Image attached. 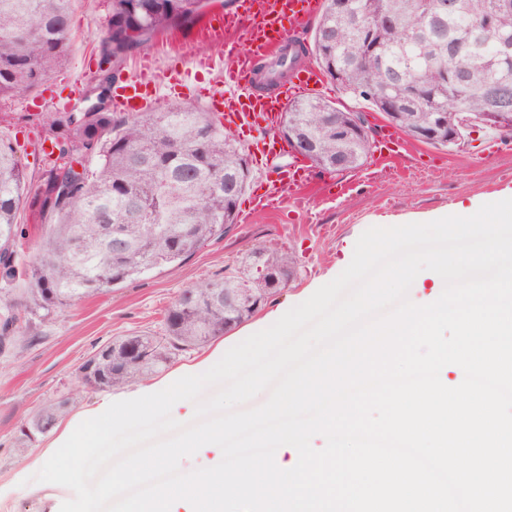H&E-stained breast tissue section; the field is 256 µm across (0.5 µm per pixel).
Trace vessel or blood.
<instances>
[{
    "instance_id": "vessel-or-blood-1",
    "label": "vessel or blood",
    "mask_w": 512,
    "mask_h": 512,
    "mask_svg": "<svg viewBox=\"0 0 512 512\" xmlns=\"http://www.w3.org/2000/svg\"><path fill=\"white\" fill-rule=\"evenodd\" d=\"M318 6L319 0H244L240 10L225 14L223 31H205L208 41L224 46V75L210 85L207 95L221 103L225 127L237 129L259 119L267 126H275L291 100L319 91L320 77L311 69L298 74L295 81L275 95L258 96L251 90V78L259 61L295 32L306 17L316 14ZM214 68L212 57H189L184 68L168 69L164 89L176 92L186 86L190 71L210 72ZM157 98L156 90L142 77L131 75L115 87L113 106L119 112H139ZM304 177V165L299 162L277 181L262 180L252 196L253 209L277 208L284 201L285 190L301 184Z\"/></svg>"
}]
</instances>
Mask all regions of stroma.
I'll use <instances>...</instances> for the list:
<instances>
[{"label":"stroma","mask_w":512,"mask_h":512,"mask_svg":"<svg viewBox=\"0 0 512 512\" xmlns=\"http://www.w3.org/2000/svg\"><path fill=\"white\" fill-rule=\"evenodd\" d=\"M237 7L238 0L216 2L199 22L153 38L119 62L120 75L134 72L140 59L150 54L156 67L148 79L157 86L163 69L184 66L190 53L218 55V48L200 42L197 33ZM111 15V0H74L66 62L49 78L48 88L0 100V138L10 141L19 132L45 138L42 113L84 108ZM321 96L340 109L363 113L372 150L359 168L338 173L309 168V182L299 194L289 195L281 209L236 222L223 238L180 265L151 271L108 293L80 297L49 312L29 308L23 282L0 280V319H13L9 340L0 342V512H60L72 491L33 481L32 476L63 444L70 427L112 402L177 380L184 371L252 335L269 312L302 303L349 265L355 244L367 229L418 223L431 214H451L461 207L477 208L512 197V134L485 127L471 131L461 145L434 146L393 131L381 113L366 109L332 79H324ZM492 138L498 145L490 153L486 144ZM238 141L248 163L247 190H254L262 175L277 176L294 161L287 143L268 152L255 148L250 135H239ZM269 243L290 254L297 274L250 320L179 356L166 371L144 381L109 392L88 390L79 383L78 366L100 346L135 331L159 333L167 307L180 292L234 268L244 252ZM61 399L70 400V411L53 432L23 441L21 430L27 421Z\"/></svg>","instance_id":"obj_1"}]
</instances>
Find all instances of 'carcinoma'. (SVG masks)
<instances>
[{
  "instance_id": "cac0c4a2",
  "label": "carcinoma",
  "mask_w": 512,
  "mask_h": 512,
  "mask_svg": "<svg viewBox=\"0 0 512 512\" xmlns=\"http://www.w3.org/2000/svg\"><path fill=\"white\" fill-rule=\"evenodd\" d=\"M71 0H0V99L42 84L68 54ZM112 18L103 40L104 54L120 60L147 44L159 31L197 19L210 0H111ZM337 0H324L314 31L312 53L322 70L346 93L362 100L416 137L419 125L436 112L447 114L428 143L448 145V131L461 134L463 115L475 119L488 109L487 90L512 88V55L498 57L491 41H512V8L499 0H459L460 11L442 16L436 0H350L368 14L397 23L360 35ZM484 40L463 54L448 44L469 29ZM422 100L390 113L388 104L404 102L414 90ZM354 113L333 103L306 97L289 104L287 117L313 139L323 161L348 159L360 166L371 150L367 133L349 136L340 129ZM59 157L79 154L84 171L55 188L63 166L53 162L35 192L40 211L55 216L39 243L38 260L25 268L30 303L59 308L82 296L103 294L142 275L143 263L160 270L180 263L236 223L237 205L246 186V160L231 130L212 112L169 107L123 118L108 110L53 112L43 116ZM29 182L15 147L0 139V275L18 272V241L25 230L17 214ZM122 226L124 252H116L112 226ZM265 263L291 272L288 254L263 248ZM247 257L230 274L184 290L166 309L162 335L134 332L92 354L78 374L103 391L148 378L176 357L195 350L238 326L244 314L224 309V289L251 288L267 299L275 292L253 276ZM68 412V402L44 407L27 423L26 438L47 435Z\"/></svg>"
}]
</instances>
